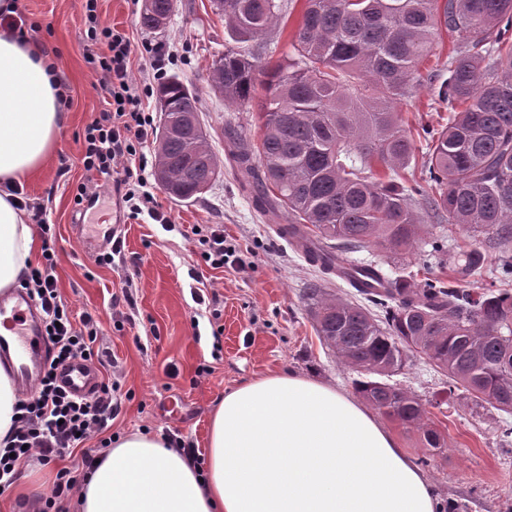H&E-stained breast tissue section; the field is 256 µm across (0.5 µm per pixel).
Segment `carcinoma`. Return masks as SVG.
<instances>
[{
	"mask_svg": "<svg viewBox=\"0 0 512 512\" xmlns=\"http://www.w3.org/2000/svg\"><path fill=\"white\" fill-rule=\"evenodd\" d=\"M173 0H144L141 27L167 24ZM224 51L206 82L238 109L256 107L259 136L224 128L229 159L260 167L255 206L288 214V236L323 281L344 249L382 247L394 262L424 255L454 276L420 283L391 278L373 263L343 272L366 307L310 289L315 331L355 369L356 392L370 405L417 429L431 464L445 448L442 431L406 389L383 381L414 355L448 376V392L483 408L512 413V289L465 283L512 280V0H304L291 34L296 57L263 63L283 18L282 0H223ZM456 38L432 87L431 109L448 123L420 125L428 152L408 170L411 132L396 107L423 81L420 64L436 43ZM158 112L178 129L159 134L155 162L175 200L203 193L221 173L198 94L170 79L157 90ZM470 232L474 247L455 253L420 236L424 218ZM500 253L486 261V242Z\"/></svg>",
	"mask_w": 512,
	"mask_h": 512,
	"instance_id": "1",
	"label": "carcinoma"
}]
</instances>
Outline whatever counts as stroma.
<instances>
[{
	"instance_id": "1",
	"label": "stroma",
	"mask_w": 512,
	"mask_h": 512,
	"mask_svg": "<svg viewBox=\"0 0 512 512\" xmlns=\"http://www.w3.org/2000/svg\"><path fill=\"white\" fill-rule=\"evenodd\" d=\"M86 0H17L15 14L24 34L49 53L67 95V121L50 173L23 183L30 201L42 206L56 230V275L60 293L74 316L91 313L99 322V347L110 360L101 379L118 381L119 413L112 437L131 431L177 435L205 450L209 419L226 391L267 374L298 373L354 394L356 371L341 365L317 336L307 311V292L320 274L282 239L252 199L253 178L226 158L222 131L227 121L258 123L255 111H237L212 93L202 76L224 48V19L211 0H175V11L161 31L141 28L140 0H98L101 25L125 32L132 42L166 46L165 77L196 87L200 118L224 163L211 188L198 198L157 200L176 222L174 229L150 219H128L111 181L81 161L86 126L99 115L103 94L90 60L97 45L87 38ZM90 193L83 203L81 187ZM219 224L241 250L244 268L215 269L206 263L192 228ZM123 237L125 264H99L81 244L102 242L108 228ZM348 262L384 263L388 276L421 280L448 277V269L390 264L375 247L347 251ZM132 283V302L120 301ZM204 304H196V296ZM417 395L430 420L445 436L444 451L425 468L439 504L465 506L466 512H512V446L499 440L502 422L512 414L449 399L448 378L411 359L394 377Z\"/></svg>"
}]
</instances>
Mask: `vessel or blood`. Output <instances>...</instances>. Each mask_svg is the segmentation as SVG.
<instances>
[{
	"label": "vessel or blood",
	"instance_id": "b4317fda",
	"mask_svg": "<svg viewBox=\"0 0 512 512\" xmlns=\"http://www.w3.org/2000/svg\"><path fill=\"white\" fill-rule=\"evenodd\" d=\"M2 316L8 317L13 333L0 336V357L8 361L24 386H31L51 355L43 335V314L26 292L19 289L0 298ZM58 378L80 396L93 393L99 385L97 374L87 361L81 359L59 368Z\"/></svg>",
	"mask_w": 512,
	"mask_h": 512
}]
</instances>
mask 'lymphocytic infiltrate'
Segmentation results:
<instances>
[{
    "instance_id": "1",
    "label": "lymphocytic infiltrate",
    "mask_w": 512,
    "mask_h": 512,
    "mask_svg": "<svg viewBox=\"0 0 512 512\" xmlns=\"http://www.w3.org/2000/svg\"><path fill=\"white\" fill-rule=\"evenodd\" d=\"M89 38L102 45L94 67L105 94L99 115L85 129L83 164L111 177L130 219L148 215L159 224L173 219L157 201L154 187L145 170L148 159L143 152L154 134L153 118L146 112L142 91L130 76V62L138 51L125 33L105 26L89 27ZM20 209H31L43 240L44 262L33 268L23 287L44 316V333L51 338L55 353L53 365L44 368L35 392L19 404L18 426L0 448V491L8 489L19 474V467L30 457L50 463L65 457L81 440L104 432L119 411L114 401L115 385L101 384L97 394L77 397L58 385L57 364L73 359L95 358L94 344L99 329L91 315L77 319L58 291L55 233L40 207L20 202ZM206 260L213 268L244 266L235 245L227 243L219 225L198 229Z\"/></svg>"
}]
</instances>
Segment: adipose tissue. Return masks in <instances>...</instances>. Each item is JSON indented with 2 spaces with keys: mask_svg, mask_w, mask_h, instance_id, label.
I'll list each match as a JSON object with an SVG mask.
<instances>
[{
  "mask_svg": "<svg viewBox=\"0 0 512 512\" xmlns=\"http://www.w3.org/2000/svg\"><path fill=\"white\" fill-rule=\"evenodd\" d=\"M66 96L40 44L0 31V292L35 261L12 189L45 171ZM67 512H434L425 474L355 397L300 374L225 392L198 463L158 435L121 436Z\"/></svg>",
  "mask_w": 512,
  "mask_h": 512,
  "instance_id": "adipose-tissue-1",
  "label": "adipose tissue"
}]
</instances>
